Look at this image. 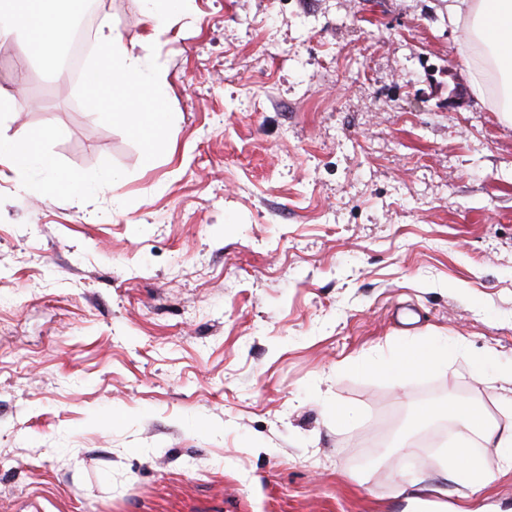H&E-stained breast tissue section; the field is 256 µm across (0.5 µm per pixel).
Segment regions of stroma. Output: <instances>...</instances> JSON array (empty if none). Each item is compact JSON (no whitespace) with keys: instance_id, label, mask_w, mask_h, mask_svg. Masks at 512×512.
Returning <instances> with one entry per match:
<instances>
[{"instance_id":"35a3bbf8","label":"stroma","mask_w":512,"mask_h":512,"mask_svg":"<svg viewBox=\"0 0 512 512\" xmlns=\"http://www.w3.org/2000/svg\"><path fill=\"white\" fill-rule=\"evenodd\" d=\"M99 2L166 74L171 149L145 165L0 33V134L52 124L55 162L125 175L0 180V512H411L417 479L445 488L422 512L512 507L495 449L469 494L417 444L433 404L500 418L477 358L512 370V125L447 0H187L155 41L140 0ZM435 334L439 369H374Z\"/></svg>"}]
</instances>
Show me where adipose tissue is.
Returning <instances> with one entry per match:
<instances>
[{"instance_id":"1","label":"adipose tissue","mask_w":512,"mask_h":512,"mask_svg":"<svg viewBox=\"0 0 512 512\" xmlns=\"http://www.w3.org/2000/svg\"><path fill=\"white\" fill-rule=\"evenodd\" d=\"M84 4L85 0H0V29L15 33L25 56L53 71L65 35ZM448 21L465 24L472 35L461 53L474 91L484 93L487 84H494L493 104L512 122V0H448ZM97 37L107 66L88 79L90 107L98 119L138 137L145 161L153 162L170 147L172 115L163 103L165 75L152 64L146 50L126 44L113 25L101 26ZM58 134V127L47 124L23 139L0 136V177L9 172L20 188L34 183L45 196L77 198L95 196L122 181V173L114 169L88 175L54 163L45 146ZM457 351L456 344L440 336L422 344L404 341L381 358L377 367L394 376L412 369L431 370L447 363ZM440 414L495 448L504 470H512V396L503 401L500 421L466 401L431 406L422 416L428 419ZM436 465L442 476L475 490L491 481L465 439L450 443Z\"/></svg>"}]
</instances>
